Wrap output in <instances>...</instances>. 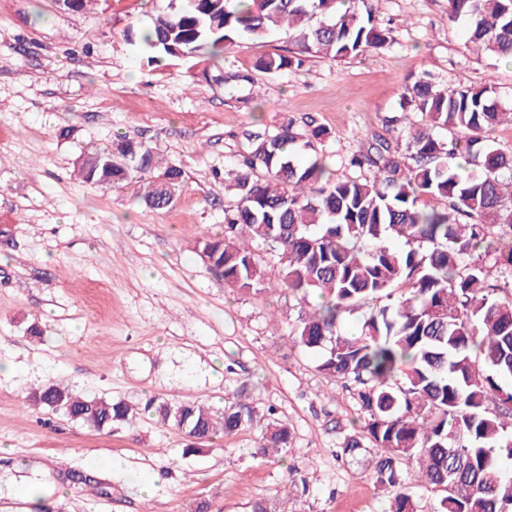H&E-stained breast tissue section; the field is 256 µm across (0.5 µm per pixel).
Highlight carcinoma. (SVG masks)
<instances>
[{
  "mask_svg": "<svg viewBox=\"0 0 512 512\" xmlns=\"http://www.w3.org/2000/svg\"><path fill=\"white\" fill-rule=\"evenodd\" d=\"M448 4L465 48L494 62L512 57V0ZM284 25L294 51L260 57L251 73L226 71L223 81L253 84L257 72L345 61L393 39L368 0H172L137 45L150 63L223 56L239 38L261 41ZM398 109L421 122L405 136H373L349 159L354 175L340 179L325 163L331 132L312 118L251 135L249 155L224 169L236 198L224 232L203 236L199 255L225 286L248 292L265 285L252 244L278 258L280 289L310 306L288 339L326 350L319 371L353 385L363 426L344 438L343 454L365 459L376 486L393 495L392 512H419L404 484L409 463L438 493L439 512H512V151L488 136L512 113L492 84L448 89L423 77L405 85ZM78 171L110 188L139 175L140 199L155 211L171 207L184 183L180 166L128 139L83 154ZM162 175L170 188L157 182ZM357 312L360 333L347 335L342 322ZM28 401L109 434L151 419L183 432L186 453L257 418L242 394L217 410L155 397L134 408L48 383ZM268 416L255 445L264 458L289 447L288 426L274 410Z\"/></svg>",
  "mask_w": 512,
  "mask_h": 512,
  "instance_id": "cac0c4a2",
  "label": "carcinoma"
}]
</instances>
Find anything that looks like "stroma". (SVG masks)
<instances>
[{
	"instance_id": "obj_1",
	"label": "stroma",
	"mask_w": 512,
	"mask_h": 512,
	"mask_svg": "<svg viewBox=\"0 0 512 512\" xmlns=\"http://www.w3.org/2000/svg\"><path fill=\"white\" fill-rule=\"evenodd\" d=\"M169 0H91L74 12L54 0H0V512H389L363 459L341 451L357 411L341 382L319 373V353L288 339L299 308L288 292L225 286L198 255L224 228L235 198L218 174L251 149L250 136L288 120L328 128L334 177L395 113L411 74L440 86L494 84L512 110V63L490 65L463 49L448 0H373L392 27L391 47L257 82H216L231 67L287 53V29L240 41L227 61L207 54L148 63L123 32L142 30ZM125 138L182 167L173 207L139 200L137 180L106 189L83 183L84 151ZM39 326L41 336L30 334ZM47 382L76 392L220 407L245 395L251 429L195 455L186 436L147 421L112 435L29 406ZM291 431L287 452L253 454L268 407ZM90 470L104 490L63 473Z\"/></svg>"
}]
</instances>
